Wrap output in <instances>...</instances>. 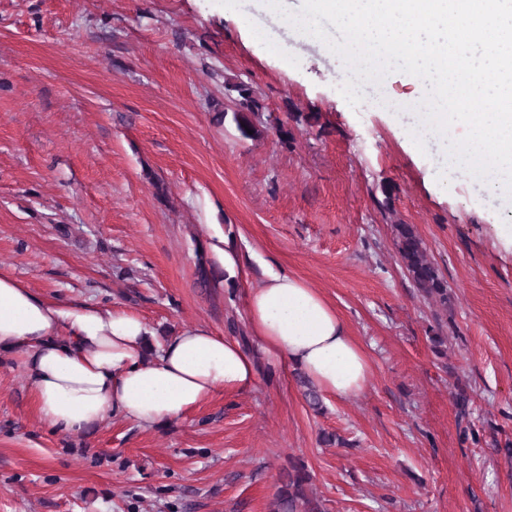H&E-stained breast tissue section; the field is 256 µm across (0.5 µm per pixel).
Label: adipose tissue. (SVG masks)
<instances>
[{
	"label": "adipose tissue",
	"mask_w": 512,
	"mask_h": 512,
	"mask_svg": "<svg viewBox=\"0 0 512 512\" xmlns=\"http://www.w3.org/2000/svg\"><path fill=\"white\" fill-rule=\"evenodd\" d=\"M246 310L266 357L299 368L331 398L366 391L364 348L335 306L303 280L269 276L250 290ZM152 333L140 316L50 301L0 271V359L23 368L38 419L55 433H82L116 414L151 428L216 393L254 388V358L233 338L197 325L152 348Z\"/></svg>",
	"instance_id": "ef3b65f1"
}]
</instances>
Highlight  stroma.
Listing matches in <instances>:
<instances>
[{"label": "stroma", "instance_id": "35a3bbf8", "mask_svg": "<svg viewBox=\"0 0 512 512\" xmlns=\"http://www.w3.org/2000/svg\"><path fill=\"white\" fill-rule=\"evenodd\" d=\"M338 67L266 0H0V270L136 314L158 343L204 324L250 349L246 292L285 271L371 363L366 392L321 414L261 354L246 394L64 438L1 362L0 512H274L297 461L320 512H512V197L433 176V152L398 139L391 103L421 102L408 77L353 107ZM228 78L260 97L263 138L238 131ZM400 223L447 280V313L403 268Z\"/></svg>", "mask_w": 512, "mask_h": 512}]
</instances>
